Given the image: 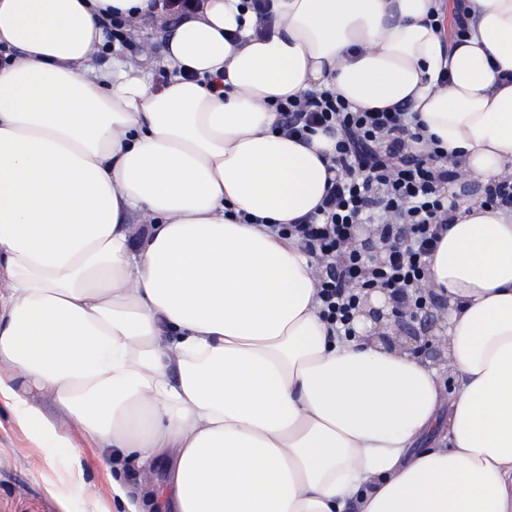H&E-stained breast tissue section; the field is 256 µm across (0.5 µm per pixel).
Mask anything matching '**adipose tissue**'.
I'll use <instances>...</instances> for the list:
<instances>
[{
  "label": "adipose tissue",
  "instance_id": "adipose-tissue-1",
  "mask_svg": "<svg viewBox=\"0 0 512 512\" xmlns=\"http://www.w3.org/2000/svg\"><path fill=\"white\" fill-rule=\"evenodd\" d=\"M240 2L165 30L156 90L95 63L103 19L162 23L151 0H0V404L67 447L38 392L116 466L164 467L153 512H512V206H459L428 264L449 392L364 317L330 333L270 230L325 192L333 138L271 107L313 88L407 103L469 179L512 174V0H273L267 39Z\"/></svg>",
  "mask_w": 512,
  "mask_h": 512
}]
</instances>
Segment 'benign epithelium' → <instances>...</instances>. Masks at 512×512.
<instances>
[{
  "instance_id": "benign-epithelium-1",
  "label": "benign epithelium",
  "mask_w": 512,
  "mask_h": 512,
  "mask_svg": "<svg viewBox=\"0 0 512 512\" xmlns=\"http://www.w3.org/2000/svg\"><path fill=\"white\" fill-rule=\"evenodd\" d=\"M373 289L362 291L357 314L366 316L372 323V335L385 341L391 348H399L411 354H423L435 363H445V337L439 335L443 328L442 310L434 306L423 316H412L385 302L375 307L370 302Z\"/></svg>"
}]
</instances>
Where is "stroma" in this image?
<instances>
[{
    "instance_id": "obj_1",
    "label": "stroma",
    "mask_w": 512,
    "mask_h": 512,
    "mask_svg": "<svg viewBox=\"0 0 512 512\" xmlns=\"http://www.w3.org/2000/svg\"><path fill=\"white\" fill-rule=\"evenodd\" d=\"M30 404L69 438L67 448L42 447L14 412L0 410V512H119L112 499L110 456L63 419L46 397Z\"/></svg>"
}]
</instances>
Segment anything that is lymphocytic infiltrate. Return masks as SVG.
I'll use <instances>...</instances> for the list:
<instances>
[{
	"label": "lymphocytic infiltrate",
	"mask_w": 512,
	"mask_h": 512,
	"mask_svg": "<svg viewBox=\"0 0 512 512\" xmlns=\"http://www.w3.org/2000/svg\"><path fill=\"white\" fill-rule=\"evenodd\" d=\"M273 110L276 130L287 136L336 139L333 176L314 214L274 227L312 257L331 330L353 335L365 288L388 289L393 303L411 312L432 306L427 260L456 208L446 187L460 176L457 163L435 143L412 149L420 134L403 104L362 110L325 88L276 101Z\"/></svg>",
	"instance_id": "obj_1"
}]
</instances>
